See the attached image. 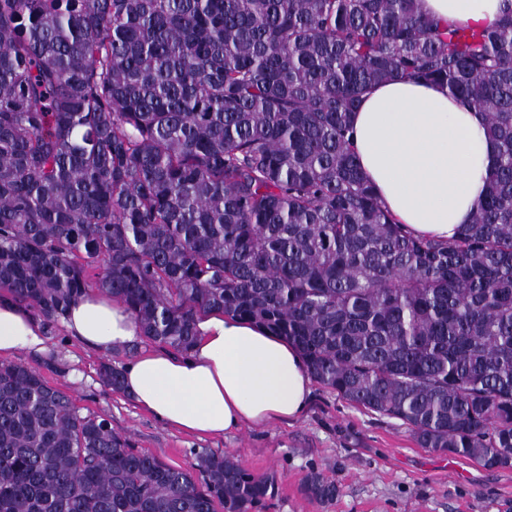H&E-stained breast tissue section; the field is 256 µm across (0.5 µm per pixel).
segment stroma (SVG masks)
<instances>
[{"mask_svg":"<svg viewBox=\"0 0 512 512\" xmlns=\"http://www.w3.org/2000/svg\"><path fill=\"white\" fill-rule=\"evenodd\" d=\"M43 329L47 352H21L16 361L37 368L82 413L106 416L135 448L171 466L189 467L207 450L233 455L253 474H275L277 495L258 512H512V468L487 469L420 447L401 421L356 407L320 384H312L309 403L294 420L198 438L100 382L102 363L124 367L151 350L150 342L139 338L98 353L70 336L63 322ZM313 471L336 483V498L318 501L303 493Z\"/></svg>","mask_w":512,"mask_h":512,"instance_id":"35a3bbf8","label":"stroma"}]
</instances>
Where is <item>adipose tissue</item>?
<instances>
[{
	"instance_id": "ef3b65f1",
	"label": "adipose tissue",
	"mask_w": 512,
	"mask_h": 512,
	"mask_svg": "<svg viewBox=\"0 0 512 512\" xmlns=\"http://www.w3.org/2000/svg\"><path fill=\"white\" fill-rule=\"evenodd\" d=\"M432 16L461 26H490L503 0H423ZM364 174L396 219L414 235L448 240L471 220L496 148L485 116L447 88L388 81L364 94L352 115ZM67 331L90 349L117 350L140 334L119 300L87 292L73 301ZM184 356L153 350L128 363L123 389L159 420L196 436H219L295 418L311 394L298 350L255 323L219 314L197 324ZM45 349L27 310L0 296V356Z\"/></svg>"
}]
</instances>
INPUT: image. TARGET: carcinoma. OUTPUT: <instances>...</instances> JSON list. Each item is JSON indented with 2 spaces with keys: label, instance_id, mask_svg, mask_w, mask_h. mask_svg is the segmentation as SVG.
Returning <instances> with one entry per match:
<instances>
[{
  "label": "carcinoma",
  "instance_id": "obj_1",
  "mask_svg": "<svg viewBox=\"0 0 512 512\" xmlns=\"http://www.w3.org/2000/svg\"><path fill=\"white\" fill-rule=\"evenodd\" d=\"M0 0V291L49 322L97 289L189 352L209 313L283 336L322 386L422 448L512 467V0ZM445 86L496 165L449 242L406 234L350 119L374 85ZM99 376L123 390V371ZM302 490L338 494L320 473ZM229 454L175 468L0 362V512H253ZM432 16L461 26H490L501 15L503 0H423Z\"/></svg>",
  "mask_w": 512,
  "mask_h": 512
}]
</instances>
